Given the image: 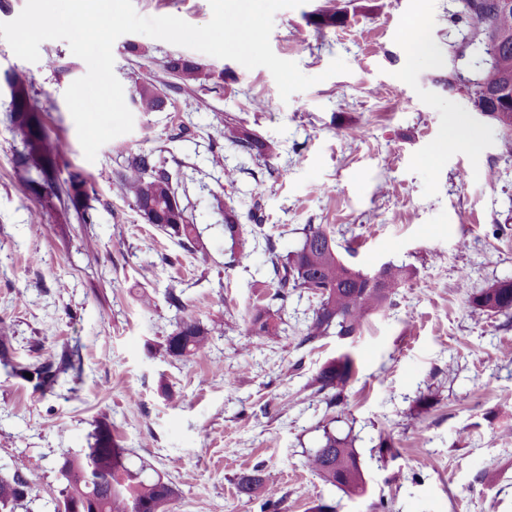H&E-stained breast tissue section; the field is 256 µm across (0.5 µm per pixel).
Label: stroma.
<instances>
[{
    "label": "stroma",
    "instance_id": "1",
    "mask_svg": "<svg viewBox=\"0 0 512 512\" xmlns=\"http://www.w3.org/2000/svg\"><path fill=\"white\" fill-rule=\"evenodd\" d=\"M145 17L176 16L194 26L212 17L208 0H133ZM334 4L344 24L317 31L309 18ZM451 0H306L274 16L273 52L318 82L281 100L271 72L246 69L142 34L113 45L124 89L145 79L170 84L168 58L185 56L223 73L219 83L167 93L161 112H134V128L83 155L64 93L86 63L63 40L42 42L37 62L0 39V71L31 84L52 135L68 146L57 176L88 182L96 216L78 223L45 208L17 167L21 145L0 95V336L32 366L74 350L81 376L54 393L0 367V474L22 469L31 486L16 512H53L67 454L89 447L107 421L133 467L177 491L171 512H260L239 495L240 474L260 465L278 478L279 512H512V316H474L460 281L478 289L512 280V159L498 128L449 92L448 44L458 37ZM427 40L433 59L417 57ZM342 58L348 73L325 77ZM233 119L272 144L265 159L224 144ZM468 146L439 153L453 121ZM190 133L177 137L179 125ZM222 147L223 165L212 150ZM151 152L176 181L201 251L187 253L149 224L114 175L132 153ZM234 170L227 183L225 170ZM259 203L265 237L242 262L224 235V208ZM337 230L348 263L385 262L410 276L360 336L307 343L316 300L290 292L286 331L245 350L246 322L271 278L265 249L293 251L301 230ZM180 293L182 308L169 292ZM210 330L205 350L186 360L162 348L180 318ZM349 350L357 375L348 393L352 431L368 493L348 499L304 465L332 412L308 384ZM434 399L430 407L420 395ZM397 453L381 457L380 438Z\"/></svg>",
    "mask_w": 512,
    "mask_h": 512
}]
</instances>
